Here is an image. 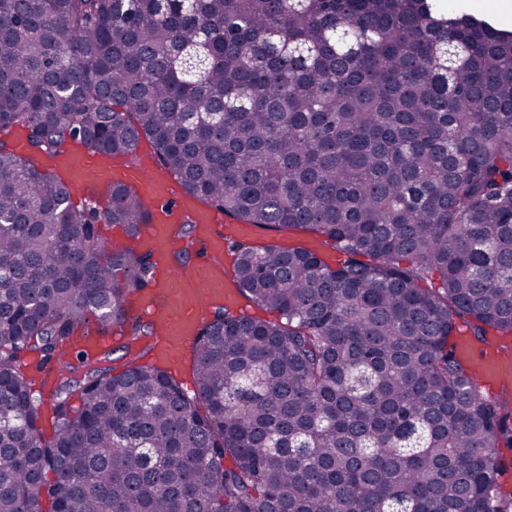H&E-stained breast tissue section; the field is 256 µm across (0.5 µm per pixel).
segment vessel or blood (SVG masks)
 I'll return each mask as SVG.
<instances>
[{
    "label": "vessel or blood",
    "instance_id": "obj_1",
    "mask_svg": "<svg viewBox=\"0 0 512 512\" xmlns=\"http://www.w3.org/2000/svg\"><path fill=\"white\" fill-rule=\"evenodd\" d=\"M53 165L60 170L72 190L123 183L138 189L153 209L150 224L144 225L136 244L150 248L156 257L155 288L136 304V314L153 323L160 342L157 351L171 366H179L184 351L193 342L204 313L224 302L229 283L224 276V239L241 238L248 226H226L222 211L179 193L167 180L148 167L122 166L96 154L69 149L58 155ZM191 217L194 233L190 241L174 236L176 220ZM190 249L198 260L188 270L171 271V253ZM512 372V362L487 353L476 367L481 381L503 378Z\"/></svg>",
    "mask_w": 512,
    "mask_h": 512
}]
</instances>
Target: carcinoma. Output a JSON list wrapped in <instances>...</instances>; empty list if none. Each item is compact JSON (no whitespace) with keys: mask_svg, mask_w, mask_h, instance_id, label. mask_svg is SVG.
<instances>
[{"mask_svg":"<svg viewBox=\"0 0 512 512\" xmlns=\"http://www.w3.org/2000/svg\"><path fill=\"white\" fill-rule=\"evenodd\" d=\"M12 127L33 154L0 144V512H507L512 390L485 397L450 337L512 335V30L442 0H0ZM143 138L203 203L343 254L232 244L279 318H205L192 397L60 354L152 284L98 222L152 212L124 184L76 206L40 158L135 163ZM23 353L57 359L50 440ZM500 454L505 462V471L500 478L499 497L507 507H510L508 512H512V450L501 448ZM507 503H510V505Z\"/></svg>","mask_w":512,"mask_h":512,"instance_id":"cac0c4a2","label":"carcinoma"}]
</instances>
